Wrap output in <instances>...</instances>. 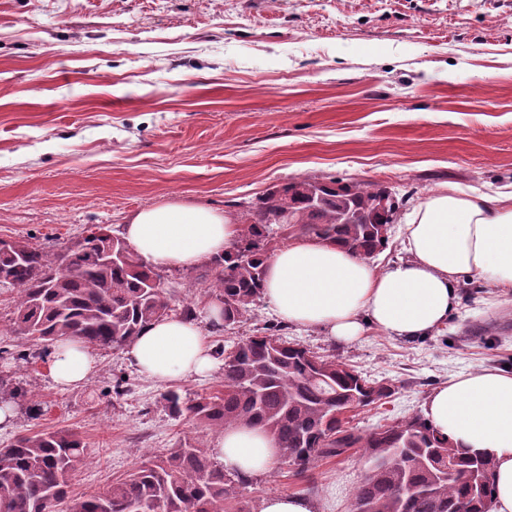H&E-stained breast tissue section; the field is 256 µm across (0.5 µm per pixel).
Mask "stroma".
I'll use <instances>...</instances> for the list:
<instances>
[{"instance_id":"1","label":"stroma","mask_w":512,"mask_h":512,"mask_svg":"<svg viewBox=\"0 0 512 512\" xmlns=\"http://www.w3.org/2000/svg\"><path fill=\"white\" fill-rule=\"evenodd\" d=\"M322 176L385 184L411 208L448 184L512 193V0H0V239L61 250L171 201L232 217L273 184ZM169 275L174 311L196 308L212 346L279 324L262 301L235 329H210L205 284L190 269ZM282 334L392 385L351 417L364 431L423 412L456 374L512 365V295L463 280L447 325L413 341ZM94 355L71 391L42 360H0L42 408L15 410L0 448L79 432L77 499L185 443L214 447L218 431L168 413L166 385L124 348ZM365 468L357 448L306 479L282 461L238 499L261 512L266 496L297 493L318 512H352Z\"/></svg>"}]
</instances>
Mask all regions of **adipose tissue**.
I'll return each instance as SVG.
<instances>
[{
  "label": "adipose tissue",
  "mask_w": 512,
  "mask_h": 512,
  "mask_svg": "<svg viewBox=\"0 0 512 512\" xmlns=\"http://www.w3.org/2000/svg\"><path fill=\"white\" fill-rule=\"evenodd\" d=\"M237 233L222 212L180 202L140 210L122 230L145 260L175 268L223 254ZM402 248L406 259L379 271L340 246L292 241L269 256L263 298L288 324L348 344L369 328L403 340L432 334L456 306L466 277L512 293L511 202L453 187L436 190L409 214ZM125 355L139 374L162 384L202 378L218 366L200 325L178 317L148 325ZM95 369L89 346L66 337L54 346L46 374L56 386L73 389ZM424 415L456 446L493 457L489 512H512V371L457 374L428 395ZM216 456L226 470L258 476L277 465L280 451L261 427L231 426Z\"/></svg>",
  "instance_id": "adipose-tissue-1"
}]
</instances>
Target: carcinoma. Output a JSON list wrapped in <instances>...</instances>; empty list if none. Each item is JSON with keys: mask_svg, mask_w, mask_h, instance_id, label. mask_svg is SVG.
Returning <instances> with one entry per match:
<instances>
[{"mask_svg": "<svg viewBox=\"0 0 512 512\" xmlns=\"http://www.w3.org/2000/svg\"><path fill=\"white\" fill-rule=\"evenodd\" d=\"M404 202L388 198V187L378 183L292 178L241 203L246 222L232 247L197 267L224 305L219 329L234 328L263 299L265 262L279 244L318 240L373 259L388 243L382 226L397 223ZM1 277L15 292V332L36 350L0 349V358L25 363L43 358L62 337L102 349L124 346L172 311L164 271L100 224L65 252L9 241L0 249ZM218 353L222 389L189 399L169 391L163 401L171 414L210 430L259 425L302 478L320 459L361 449L367 469L354 495L361 512H489L494 462L488 455L456 447L420 414L367 432L348 426V414L388 397V384L268 327ZM0 396L18 405L28 391L0 377ZM86 448L68 429L22 435L0 448V512H52L64 504ZM246 482L227 475L203 442H190L82 498L75 512H244L235 485Z\"/></svg>", "mask_w": 512, "mask_h": 512, "instance_id": "carcinoma-1", "label": "carcinoma"}]
</instances>
